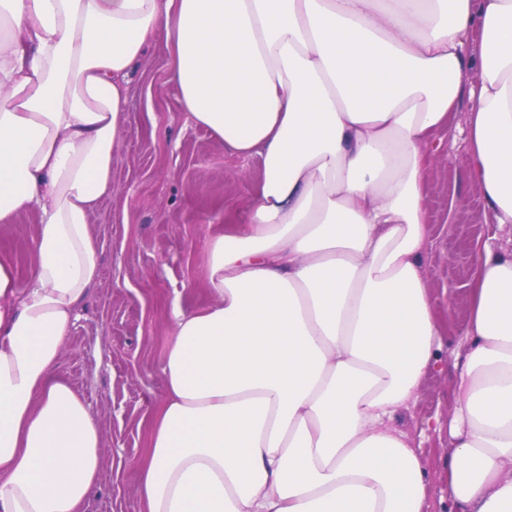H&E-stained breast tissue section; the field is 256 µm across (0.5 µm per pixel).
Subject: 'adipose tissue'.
<instances>
[{"label": "adipose tissue", "instance_id": "adipose-tissue-1", "mask_svg": "<svg viewBox=\"0 0 512 512\" xmlns=\"http://www.w3.org/2000/svg\"><path fill=\"white\" fill-rule=\"evenodd\" d=\"M159 37L180 109L263 178L210 241L212 304L174 311L140 512H430L392 416L439 360L431 134L468 101L486 220L512 234V0H0V224L39 221L28 278L0 261V512H81L98 481V423L58 369ZM474 263L451 510L512 512V247Z\"/></svg>", "mask_w": 512, "mask_h": 512}]
</instances>
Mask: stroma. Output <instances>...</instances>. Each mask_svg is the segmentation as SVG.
<instances>
[{"label": "stroma", "mask_w": 512, "mask_h": 512, "mask_svg": "<svg viewBox=\"0 0 512 512\" xmlns=\"http://www.w3.org/2000/svg\"><path fill=\"white\" fill-rule=\"evenodd\" d=\"M169 49L155 39L128 78L122 139L112 158V194L90 217L100 274L66 343L60 374L89 405L102 434L100 487L82 512H139L133 464L146 447L144 424L163 396L161 365L174 308L211 304L207 244L226 225L246 221L263 177L260 158L218 147L178 105ZM467 103L432 134L424 206L430 245L424 278L442 335L441 361L421 380L414 404L395 424L408 434L425 473L431 512H448L450 425L457 405L455 358L465 349L473 242L494 233L473 160L461 142ZM36 213L0 226V259L19 279L31 272Z\"/></svg>", "instance_id": "stroma-1"}]
</instances>
